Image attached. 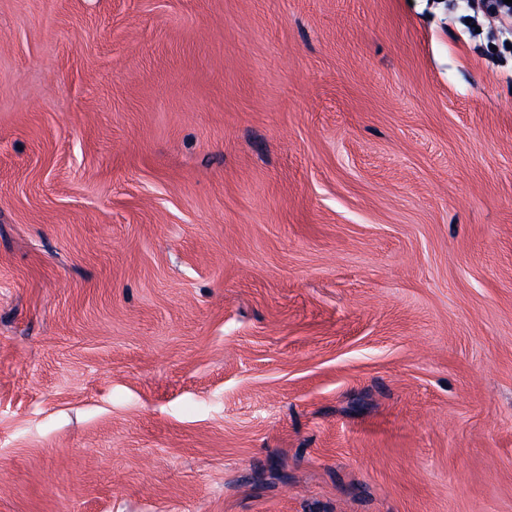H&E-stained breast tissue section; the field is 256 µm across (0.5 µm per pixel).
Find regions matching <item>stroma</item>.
<instances>
[{
	"label": "stroma",
	"mask_w": 512,
	"mask_h": 512,
	"mask_svg": "<svg viewBox=\"0 0 512 512\" xmlns=\"http://www.w3.org/2000/svg\"><path fill=\"white\" fill-rule=\"evenodd\" d=\"M469 13L0 0V512H512Z\"/></svg>",
	"instance_id": "obj_1"
}]
</instances>
